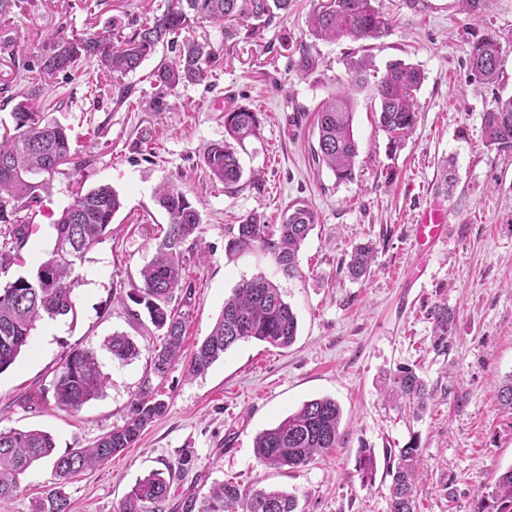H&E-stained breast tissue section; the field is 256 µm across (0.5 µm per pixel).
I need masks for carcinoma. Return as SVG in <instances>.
<instances>
[{
    "instance_id": "carcinoma-1",
    "label": "carcinoma",
    "mask_w": 512,
    "mask_h": 512,
    "mask_svg": "<svg viewBox=\"0 0 512 512\" xmlns=\"http://www.w3.org/2000/svg\"><path fill=\"white\" fill-rule=\"evenodd\" d=\"M292 0H164L158 12L140 23L126 26L112 19V29L90 34L64 36L57 32L43 47L39 72L52 76L74 69L78 63L96 65L118 88V100L126 99L132 86L121 79L135 72L153 55L158 45L168 43L175 56L163 58L150 73L159 88L174 89L181 84H200L208 77V68L216 52L208 41L185 38L203 23L224 31V47L230 48L238 35L234 22H249L257 33L284 18ZM377 0H327L309 17L310 35L318 40L348 38L353 42L377 40L387 34L388 23ZM470 75L484 84H495L502 75V47L496 36L487 34L472 42L468 57ZM348 79L342 89L324 99L317 112L318 147L314 156L333 173L336 182L354 178V163L359 145L352 132L354 98L352 94L370 89L378 101V128L387 135L389 149L400 146L402 138L414 126L417 104L414 97L425 76L416 66L400 60L390 61L385 71L373 69L366 57L348 63ZM37 95H22L11 116L13 127L0 132V270L13 260L12 252L25 246L28 225L17 213L42 202L51 188L54 175L69 163L71 142L67 128L44 124L35 106ZM485 143L499 153H512V96L496 98L483 113ZM224 140L210 146L203 157L210 179L235 189L242 168L235 145L257 139L262 133L260 113L249 106L237 105L224 111ZM157 202L168 216L167 229L157 243L152 259L141 269V283L127 293L142 307L151 326L163 336L161 348L154 353L153 366L165 374L181 357L183 314L173 305L182 289L183 271L193 255L188 243L195 241L201 226L198 205L174 184H163L156 192ZM118 192L99 185L85 193L77 192L54 223L55 240L46 259L33 276H19L0 287V373L10 368L29 345L36 323L75 313L73 290L78 281L77 261L101 243L121 209ZM316 212L305 200L288 206L281 223L263 224L254 215L228 228V247L241 250L259 245L272 254L288 274L298 271L299 251L313 229ZM373 248L355 247L345 263L346 274L357 280L371 271ZM298 331L297 317L275 283L264 275L242 281L224 307L210 334L196 346L188 366L192 376L205 374L224 353L241 341L258 340L275 347L290 346ZM103 346L119 362L136 357L140 348L125 334L114 333ZM108 377L102 372L95 353L76 349L70 352L51 387L24 402L34 405L52 395L56 404L77 412L100 397ZM391 399H404L427 408L428 393L424 380L411 368L398 370L392 378ZM166 403L150 390L138 393L130 403L123 423L112 426L89 448H73L55 453L51 434L38 429L0 430V503L17 495L21 479L38 462L52 467V486L35 500L31 512H70L66 486L76 476L92 470L126 448L133 447L146 426L161 416ZM341 409L336 401L323 398L304 403L298 411L277 426L259 433L254 440L258 461L270 468L298 469L336 447L340 439ZM395 471L389 487L390 512H417V485L420 453L416 443L398 449ZM377 469L374 452L361 450L358 472L372 480ZM169 481L164 472L153 471L136 482L124 497L119 512H154L165 501ZM494 512H512V466L501 473L491 491ZM185 512H299L298 499L280 489L262 488L244 495L237 483L226 481L213 488L205 505Z\"/></svg>"
}]
</instances>
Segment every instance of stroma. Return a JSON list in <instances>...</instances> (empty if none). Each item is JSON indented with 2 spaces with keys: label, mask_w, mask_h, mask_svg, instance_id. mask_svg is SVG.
Segmentation results:
<instances>
[{
  "label": "stroma",
  "mask_w": 512,
  "mask_h": 512,
  "mask_svg": "<svg viewBox=\"0 0 512 512\" xmlns=\"http://www.w3.org/2000/svg\"><path fill=\"white\" fill-rule=\"evenodd\" d=\"M163 0H30L0 20V122L11 124L14 95L28 90L25 69L36 67L45 40L57 30L98 32L113 18L144 20ZM322 0H293L283 21L225 47L218 29L202 25L220 61L208 79L163 96V111L146 108L156 90L149 74L158 47L127 76L132 94L118 100L111 79L81 64L70 74L40 82L45 122L68 129L74 157L55 175L49 196L22 211L29 240L4 283L35 274L54 243L53 222L76 190L107 184L123 201L104 241L85 253L74 288V315L58 317L54 332L36 327L28 352L0 373V428L52 434L57 454L92 445L122 424L129 404L151 388L167 408L134 447L75 477L67 488L72 512H117L136 481L171 469L161 512H182L213 487L237 482L241 492L278 488L294 493L301 512H389V468L394 451L420 448L418 512H484L497 477L512 466V408L498 389L512 374V154L488 150L482 116L495 97L512 95V0H489L472 16L457 0H381L389 22L368 42L377 66L400 59L419 66L425 80L415 97L418 118L402 147L389 153L375 123L378 105L368 92L355 96L353 133L359 145L355 177L337 183L315 162V111L345 79L347 39L310 38L308 14ZM499 38L503 77L487 85L469 77L471 41ZM318 61L308 75L295 62L300 47ZM247 104L263 117V136L239 152L243 176L235 191L210 180L202 164L209 145L224 138V111ZM450 183L441 186V174ZM172 183L200 198L202 254L187 266L185 294L175 306L185 318L183 356L165 374L153 370L160 336L125 294L140 282L156 239L168 222L155 199ZM304 199L317 223L299 254V272L287 276L261 248L232 251L230 225L259 215L280 223L290 203ZM444 205L448 236L418 252L412 228L430 205ZM372 242L376 258L365 278L343 266L353 247ZM274 281L298 319L287 348L250 340L228 350L205 375L190 376L189 358L211 332L227 298L245 279ZM453 321L440 334L433 312ZM124 333L141 347L138 357L112 359L103 341ZM95 352L109 377L101 397L79 412L53 398L30 406L24 397L50 387L66 355ZM410 367L431 394L424 413L383 393V380ZM334 399L342 411L340 439L328 454L299 469H270L255 454V437L304 402ZM374 449L377 471L362 481L360 449ZM49 465L32 468L0 512H30L31 500L51 486Z\"/></svg>",
  "instance_id": "35a3bbf8"
}]
</instances>
